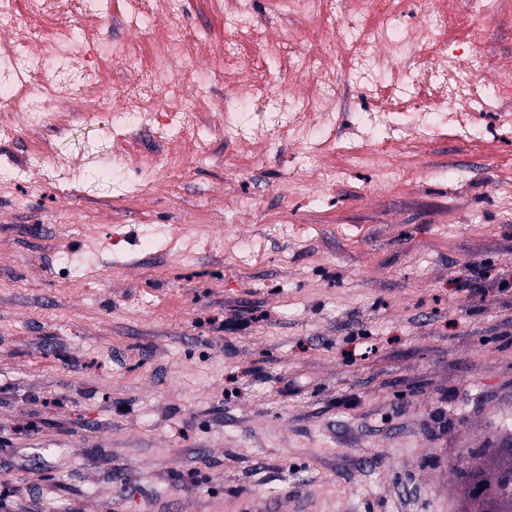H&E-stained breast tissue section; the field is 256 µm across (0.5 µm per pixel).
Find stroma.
Returning a JSON list of instances; mask_svg holds the SVG:
<instances>
[{
  "instance_id": "stroma-1",
  "label": "stroma",
  "mask_w": 512,
  "mask_h": 512,
  "mask_svg": "<svg viewBox=\"0 0 512 512\" xmlns=\"http://www.w3.org/2000/svg\"><path fill=\"white\" fill-rule=\"evenodd\" d=\"M185 24L223 51L222 0H189ZM482 29L486 71L512 62V0ZM144 80L114 63L39 128L0 101V171L21 175L0 186L11 512H237L269 494L461 512L450 461L512 435V290L496 288L512 281V146L424 141L375 195L340 136L343 181L314 201L289 193L287 147L241 171L213 130L148 195L94 184L79 154L112 141L106 112ZM475 268L482 295L460 287Z\"/></svg>"
}]
</instances>
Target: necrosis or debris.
Instances as JSON below:
<instances>
[{
  "label": "necrosis or debris",
  "instance_id": "obj_1",
  "mask_svg": "<svg viewBox=\"0 0 512 512\" xmlns=\"http://www.w3.org/2000/svg\"><path fill=\"white\" fill-rule=\"evenodd\" d=\"M457 10L446 0H362L358 9L345 11L344 0H302L309 28L305 35L255 34L236 12L225 15L224 63L216 65L204 51L193 50L183 36L180 0H149L139 10L113 48L101 43L96 20L112 10V0H30L33 15L46 21L37 33L21 25L11 0H0V27L10 30L0 41V99L21 103V118L30 125L46 124L48 115L35 100L24 99L32 65L39 59L61 58L59 81H82L91 70H103L112 54L144 67L149 83L164 86L160 97L133 93L126 111L110 116L115 128L130 129L156 118L167 136H187L190 120L201 105V91L209 81L224 79L232 96L224 111V143L245 165L257 164L272 142L288 143L303 160L304 171L323 183H339L342 167L328 156L334 147L328 130L359 129L361 143L349 160L370 163L376 173L373 190L386 193L404 171L397 153L403 137L426 140L450 136L468 142L490 138L476 119L488 110L490 87H512V72L485 80L478 92L471 77L481 69L484 36L475 26L477 13L491 10L493 0H465ZM85 18L82 36L72 33L71 16ZM343 28H336V21ZM468 24L472 33L465 47L455 46L449 31ZM156 34L145 47L147 34ZM340 64L365 88L371 111L347 112L335 108L336 84L327 67ZM199 76L198 95L184 96L173 68ZM141 174L138 193L159 184L156 165L143 163L133 143L112 152V174Z\"/></svg>",
  "mask_w": 512,
  "mask_h": 512
}]
</instances>
